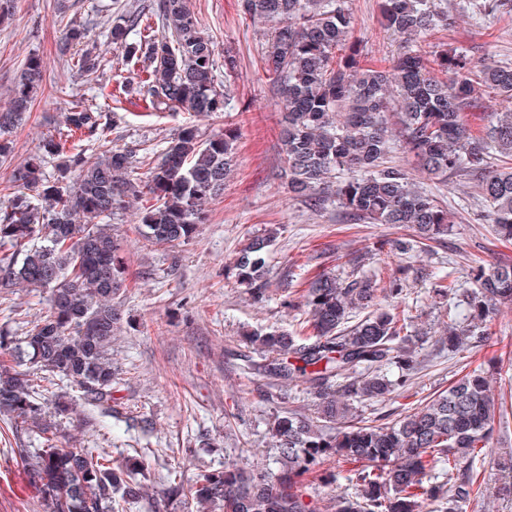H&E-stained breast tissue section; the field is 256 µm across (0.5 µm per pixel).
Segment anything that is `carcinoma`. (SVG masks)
I'll use <instances>...</instances> for the list:
<instances>
[{"label": "carcinoma", "instance_id": "1", "mask_svg": "<svg viewBox=\"0 0 512 512\" xmlns=\"http://www.w3.org/2000/svg\"><path fill=\"white\" fill-rule=\"evenodd\" d=\"M250 19L275 21L262 51V69L283 108L282 151L288 193L316 202L331 199L355 221L409 226L425 246L448 236V210L402 166L389 160L398 143L430 180L450 176L477 182L493 232L512 239V67L474 61L439 47L435 66L408 48L391 66H362L354 21L340 0H238ZM384 29L412 38L451 26L439 0H380ZM166 34L157 37L140 14L112 21L113 48L125 60L143 62L138 93L154 112L208 115L225 111L231 84H219L213 42L200 27L190 0H158ZM79 26L63 31V48L84 42ZM45 70L28 59L8 105L0 109V163L12 159V131L25 118L34 86ZM496 97H491L490 93ZM510 107L499 111L496 98ZM488 111V124L473 129L467 113ZM102 113L75 103L64 113L66 134L44 137L34 155L14 166L15 192L0 210V291L49 290L48 305L34 315L25 336H0V348L31 363L53 380L75 382L88 401L112 411V337L118 312L112 296L122 286L110 221L143 194L154 203L141 213L139 234L153 244L175 246L195 236L206 206L224 192L235 129L203 137L193 124L179 129L154 160L148 181L131 177L138 157L130 148L88 154L65 152L63 138L97 139ZM57 161L49 179L47 160ZM71 181L68 186L61 182ZM40 239L42 245L33 246ZM274 233L257 235L241 249L232 271L255 300L267 291L268 255ZM433 297H460L466 325L449 323L448 349L465 337L488 335L495 306L512 303V265L470 269L471 290L459 291L455 272L430 271ZM402 278L381 284L359 265L341 276L323 274L302 295L304 318L293 332L269 328L253 334L263 363L255 366L282 385H307L317 415L288 411L271 428L281 470L246 471L232 461L196 474L188 487L169 478L166 494L193 497L219 512H320L306 500L309 474H325L332 462L351 466L354 491H338L332 512H463L481 492L482 473L469 462L493 451L489 440L495 400L488 377L474 369L448 390L424 399L405 415L370 420L352 402H383L409 385L418 370L409 334L411 315L391 300L405 291ZM362 317L353 324V314ZM42 435L52 431L30 375L0 361V414ZM32 473L48 512H113L114 495L143 497L137 479L122 480L93 448L46 447L30 456ZM446 480H432L437 465ZM327 475V474H325ZM336 477L327 475V483Z\"/></svg>", "mask_w": 512, "mask_h": 512}]
</instances>
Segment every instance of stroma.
I'll return each mask as SVG.
<instances>
[{
  "instance_id": "obj_1",
  "label": "stroma",
  "mask_w": 512,
  "mask_h": 512,
  "mask_svg": "<svg viewBox=\"0 0 512 512\" xmlns=\"http://www.w3.org/2000/svg\"><path fill=\"white\" fill-rule=\"evenodd\" d=\"M56 0H13V17L0 25V108L8 104L15 79L30 57L46 63L28 119L12 135L11 164L0 165V207L10 197L12 164L32 154L42 137L63 128V116L73 101L106 115V143L161 153L186 123L204 136L236 127L233 162L223 195L207 206L208 220L196 235L176 247L145 242L136 230V216L149 198L131 203L117 217L118 254L124 284L113 299L121 314L112 342V361L120 375L113 396L121 413L108 417L89 405L66 379L57 380L52 394H67L73 411L55 419L54 437L64 447L94 448L113 465L139 464L147 475L149 495L127 504L125 512H199L188 497L163 498L170 472L191 484L199 469H217L232 460L251 470L274 467L277 451L268 432L275 416L295 409L312 413V401L300 386H270L267 379L248 373L244 357L260 359L249 333L268 327L295 329L300 310L287 306L289 297L304 294L325 273L347 274L350 261L362 257L365 269L406 275L402 307H412V330L421 341L416 348L419 369L407 387L386 402L358 405L363 416L392 410L403 413L420 400L443 390L462 372L489 367L491 391L502 401L490 446L512 448V305H500L490 334L476 347L449 351L440 340L448 318L458 316L455 302H434L431 281L424 272L433 267L454 268L465 279L470 265L512 264V242L494 235L490 224L477 218L478 189L458 177L428 182L437 200L448 207L454 227L446 244L429 252L394 249L412 231L388 224L355 223L327 201L313 205L292 198L284 176L280 149L282 109L276 90L261 68L260 58L269 21L243 17L237 0H192L202 27L213 40L217 55L232 53L238 68L231 77L234 98L226 111L209 116L188 112L155 113L136 94L122 93L129 72L122 54L111 43L112 19L126 9H149L153 0H69L67 13H58ZM454 23L450 29L416 38L423 51L441 43L457 46L478 60L512 67V11L473 8L471 0H443ZM362 40L365 62L387 65L402 42L380 25L378 0H346ZM83 27L85 45L60 52L62 31ZM99 55L104 70L94 80L79 70L84 51ZM119 91L120 101L106 105L101 85ZM279 235L269 256L268 291L254 302L229 271L248 238L269 229ZM46 290L0 293V329L22 335L23 321L45 308ZM34 435L0 416V512H46L44 494L20 455L39 447ZM484 476L482 493L467 512H512V496L499 494L505 480L492 459L476 461Z\"/></svg>"
}]
</instances>
